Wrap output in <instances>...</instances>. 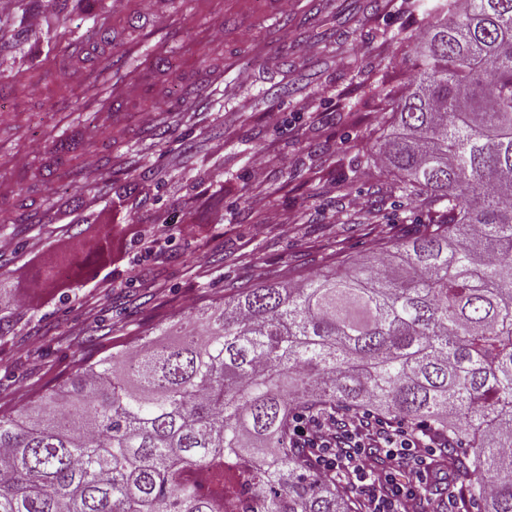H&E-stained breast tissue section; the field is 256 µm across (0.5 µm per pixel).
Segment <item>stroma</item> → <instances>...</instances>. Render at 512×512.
Segmentation results:
<instances>
[{
	"label": "stroma",
	"mask_w": 512,
	"mask_h": 512,
	"mask_svg": "<svg viewBox=\"0 0 512 512\" xmlns=\"http://www.w3.org/2000/svg\"><path fill=\"white\" fill-rule=\"evenodd\" d=\"M101 2L93 14L80 0H0V84L37 53L58 63L30 96L0 102L12 121L0 130V198L64 120L51 102L69 83L68 42L94 39L103 19L127 9L126 0ZM202 2L212 42L204 63L223 77L213 102L177 115L154 140L142 113H129L117 141L106 114L89 118L97 133L82 137L80 162L96 174L111 157L109 186L64 191L48 179L37 197L52 210L40 221L12 223L0 211V236L11 242L0 252V410L61 384L78 359L135 344L189 308L288 267L312 273L338 256L372 255L383 239L416 237L426 220L418 205L388 195L370 153L389 132L386 95L407 87L428 27L414 0H385L374 17L368 0H306L263 56L227 35L224 0ZM262 151L270 163L258 185L250 168ZM375 200L380 212L368 213ZM288 215L296 224L284 225ZM166 219L168 236L159 232ZM102 224L122 231L92 277L37 287L48 252L77 232L96 237Z\"/></svg>",
	"instance_id": "stroma-1"
}]
</instances>
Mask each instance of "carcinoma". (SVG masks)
I'll return each mask as SVG.
<instances>
[{
    "label": "carcinoma",
    "mask_w": 512,
    "mask_h": 512,
    "mask_svg": "<svg viewBox=\"0 0 512 512\" xmlns=\"http://www.w3.org/2000/svg\"><path fill=\"white\" fill-rule=\"evenodd\" d=\"M415 79L388 96L389 192L412 240L344 274L290 269L84 363L0 414V512H363L292 418L375 410L447 443L457 512H512V0H419ZM84 239L45 257L86 275Z\"/></svg>",
    "instance_id": "1"
}]
</instances>
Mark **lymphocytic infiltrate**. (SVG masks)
<instances>
[{
    "label": "lymphocytic infiltrate",
    "instance_id": "lymphocytic-infiltrate-1",
    "mask_svg": "<svg viewBox=\"0 0 512 512\" xmlns=\"http://www.w3.org/2000/svg\"><path fill=\"white\" fill-rule=\"evenodd\" d=\"M294 438L315 450L323 475L351 486L367 512H443L442 502L428 492L440 442L424 428L367 412L330 421L299 414ZM379 451L396 460L397 468L379 472Z\"/></svg>",
    "mask_w": 512,
    "mask_h": 512
}]
</instances>
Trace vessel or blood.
I'll return each instance as SVG.
<instances>
[{
  "label": "vessel or blood",
  "instance_id": "b4317fda",
  "mask_svg": "<svg viewBox=\"0 0 512 512\" xmlns=\"http://www.w3.org/2000/svg\"><path fill=\"white\" fill-rule=\"evenodd\" d=\"M224 17L236 32L256 25L283 35L288 32L286 0H234ZM197 27L198 14L190 0H130L127 12L104 26L102 37L111 41L110 49L101 52L92 43L76 41L67 59L75 67L78 86L108 88L98 109L116 120L153 98L167 64L183 63L194 77L181 82L163 105L164 111L181 112L207 105L219 81L217 75L204 71L209 40L196 36ZM79 137V129L71 126L53 134L47 154L52 173L66 171L71 179H78L70 158Z\"/></svg>",
  "mask_w": 512,
  "mask_h": 512
}]
</instances>
